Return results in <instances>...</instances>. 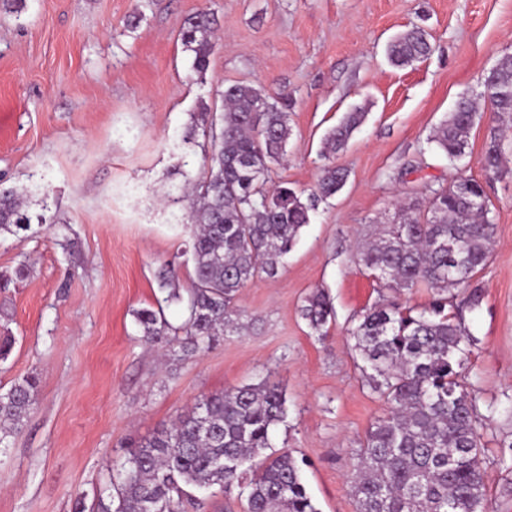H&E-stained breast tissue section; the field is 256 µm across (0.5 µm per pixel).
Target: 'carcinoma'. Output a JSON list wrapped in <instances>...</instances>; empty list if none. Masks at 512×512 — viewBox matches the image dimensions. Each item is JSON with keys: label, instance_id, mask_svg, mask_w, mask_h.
Masks as SVG:
<instances>
[{"label": "carcinoma", "instance_id": "1", "mask_svg": "<svg viewBox=\"0 0 512 512\" xmlns=\"http://www.w3.org/2000/svg\"><path fill=\"white\" fill-rule=\"evenodd\" d=\"M215 26L211 13L199 11L186 18L180 32L199 75L209 67ZM431 52L430 34L419 26L387 47L395 67ZM485 81L496 95V112L511 115L512 55L501 57ZM221 103L220 113L202 116L201 125H192L184 136L187 148L201 153L202 165L191 195L171 199L174 205L189 201L194 279L188 298L170 265L157 272L160 287L168 290L166 301L185 303L186 318L174 327L161 309L136 312L145 342L176 344L183 357L245 328L236 304L241 290L278 275L315 202L335 196L347 179L345 171L324 166L314 201L303 202L288 183L275 182L291 137L287 99L233 82L224 87ZM365 117L361 107L346 113L325 137L324 158L342 151ZM477 120L475 98L464 96L427 143L450 160L460 159ZM504 141L503 129L491 127L480 158L485 171L504 173ZM470 182L458 194L446 187L430 190L423 210L396 206L383 234L357 247L358 263L375 281L396 292L424 282L441 295L421 311L374 306L352 329L373 388L389 405L355 450L360 512H491L479 467L487 416L480 411L479 392L462 381L470 340L456 317L445 312L443 296L450 288L472 285L495 237L490 201L476 179ZM28 194L26 187L0 188V233L29 228ZM300 312L318 339L327 336L334 312L324 292H311ZM36 393L34 376L0 391V445L21 431ZM287 417L286 393L266 381L205 395L190 412L131 446L112 466V492L99 497L92 512H185L187 502L207 512L205 499L190 490L213 485L240 488L246 512H319L293 455L268 452L273 430Z\"/></svg>", "mask_w": 512, "mask_h": 512}]
</instances>
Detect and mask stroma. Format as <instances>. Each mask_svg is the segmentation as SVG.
Here are the masks:
<instances>
[{"instance_id": "obj_1", "label": "stroma", "mask_w": 512, "mask_h": 512, "mask_svg": "<svg viewBox=\"0 0 512 512\" xmlns=\"http://www.w3.org/2000/svg\"><path fill=\"white\" fill-rule=\"evenodd\" d=\"M200 9L218 18L201 77L179 38ZM414 26L430 33L432 55L393 67L388 43ZM508 54L512 0H24L20 14L0 11V185L31 187L30 212L51 218L0 235V271L28 269L0 288V335L12 337L0 388L38 380L25 427L0 447V512L92 503L128 442L201 396L263 380L288 398L273 446L297 459L319 512H358L354 451L388 405L351 331L374 305L419 310L437 294L379 286L354 244L379 234L396 202L461 176L483 183L496 235L477 276L479 305L455 288L448 311L473 341L466 383L493 408L479 460L488 499L493 512H512V172L479 163L489 128H512V117L480 100L483 117L456 163L427 142ZM237 81L287 94L292 136L279 174L306 199L324 134L355 107L367 117L333 159L345 186L317 203L278 275L240 293L248 329L177 361L143 341L135 314L160 307L173 326L185 319L156 279L166 263L182 287L194 276L186 212L167 199L200 167L182 139L201 105ZM317 289L334 308L323 340L300 315Z\"/></svg>"}]
</instances>
